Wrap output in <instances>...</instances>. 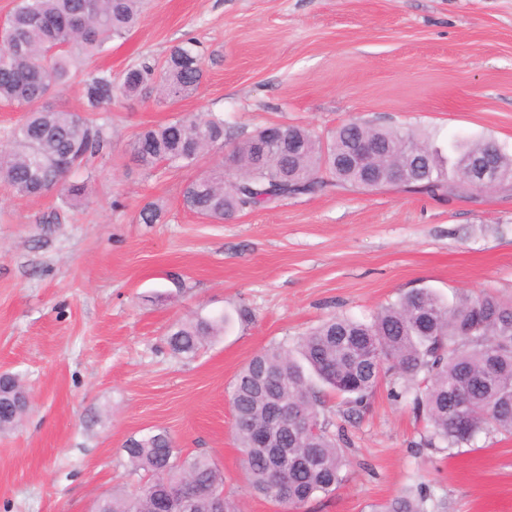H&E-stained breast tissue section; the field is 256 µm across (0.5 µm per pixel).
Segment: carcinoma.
<instances>
[{
    "label": "carcinoma",
    "instance_id": "cac0c4a2",
    "mask_svg": "<svg viewBox=\"0 0 512 512\" xmlns=\"http://www.w3.org/2000/svg\"><path fill=\"white\" fill-rule=\"evenodd\" d=\"M143 0H15L0 36V102L24 109L25 116L4 132L0 181L18 197H39L53 189L78 202L85 183L69 175L86 168L104 146L103 126L91 117L112 104V73L95 71L83 81L87 111L52 102L84 63L112 40L124 39L142 21ZM204 77L193 44L174 45L162 66L141 62L128 68L121 90L127 96L157 95L179 100L195 94ZM224 116L188 113L138 132L131 143L137 162L148 169L196 166L210 149L224 143ZM379 146L369 171L347 164L356 140ZM455 154L453 174L461 179L475 160L491 156L501 183L512 182V153L491 141L448 142ZM231 173L187 181L182 204L189 211L224 221L245 209L267 208L288 197L330 186L363 188L366 173L384 184L401 175V186L445 195L452 188L439 150L410 131L375 128L349 121L324 140L292 125L270 124L234 147ZM162 208L146 203L139 217L158 223ZM224 315L195 316L176 324L167 343L178 354L193 355L202 340L224 333ZM403 380L394 399L413 396L430 436L449 448L472 444L482 432L512 434V301L488 293H463L449 304L428 289H417L382 308L372 322L332 316L300 337L296 351L271 346L237 375L232 391L235 439L252 493L282 504L283 492L305 503L329 494L343 480L345 434L333 435L320 419L327 387L346 398L347 418H361L382 375ZM283 399L306 417L319 420V432H304L290 422L271 433L270 447H255L259 431L271 428V400ZM24 410L0 393V430L12 427ZM130 471L148 476L134 494L100 498L98 512H238L224 495V475L203 454L181 457L164 431L129 439ZM196 486L182 503V480ZM429 496H401L381 512H427Z\"/></svg>",
    "mask_w": 512,
    "mask_h": 512
}]
</instances>
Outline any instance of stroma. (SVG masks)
I'll return each mask as SVG.
<instances>
[{"mask_svg":"<svg viewBox=\"0 0 512 512\" xmlns=\"http://www.w3.org/2000/svg\"><path fill=\"white\" fill-rule=\"evenodd\" d=\"M142 23L97 64L114 80L193 42L195 95L116 97L100 113L107 146L71 205L22 199L0 183V372L30 395L0 431V512H91L134 492L123 446L166 430L182 453L209 455L242 512H281L248 489L234 440L231 387L264 349L295 345L329 315L371 320L405 293L512 299V187L444 197L404 188L336 189L247 209L231 221L181 203L183 185L229 148L278 123L320 136L351 118L411 129L439 148L460 136L512 151V0H146ZM196 112L223 115L224 142L195 168L146 171L141 129ZM149 201L160 223H141ZM248 308L250 319L236 312ZM231 316L191 357L173 326ZM380 380L366 413L325 417L351 440L344 480L302 512H375L427 491L429 512H512V436L421 447L426 424Z\"/></svg>","mask_w":512,"mask_h":512,"instance_id":"1","label":"stroma"}]
</instances>
